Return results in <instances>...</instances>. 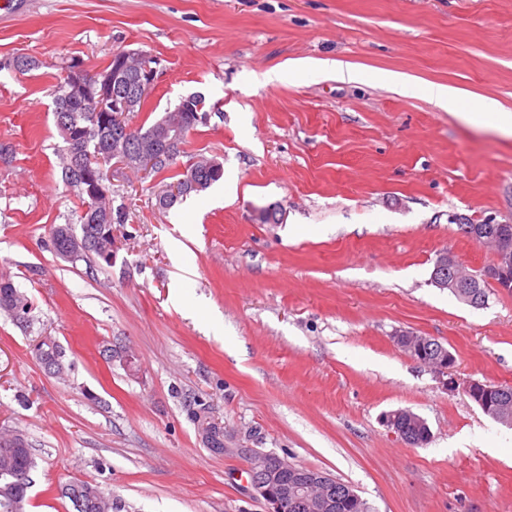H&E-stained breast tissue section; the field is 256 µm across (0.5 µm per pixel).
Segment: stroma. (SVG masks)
<instances>
[{"label": "stroma", "instance_id": "obj_1", "mask_svg": "<svg viewBox=\"0 0 512 512\" xmlns=\"http://www.w3.org/2000/svg\"><path fill=\"white\" fill-rule=\"evenodd\" d=\"M11 2L0 274L33 320L0 312V427L24 433L36 461L27 512H75L62 489L77 479L113 512H265L249 448L349 483L373 512H512V429L461 388L512 384V291L476 309L431 281L444 250L473 273L494 261L451 216L512 224V137L431 96L450 85L459 112L485 96L512 113V0ZM120 50L158 71L133 124L201 95L174 170L215 157L224 176L162 211L160 180L114 174L126 221L112 227L115 263L93 270L50 246L81 207L61 178L53 90L70 61L96 71ZM21 55L38 68L15 70ZM347 66L362 82L337 80ZM268 206L278 222L258 218ZM404 331L452 352L456 388L398 347ZM43 336L64 375L36 360ZM398 409L426 420L428 444L389 432Z\"/></svg>", "mask_w": 512, "mask_h": 512}]
</instances>
